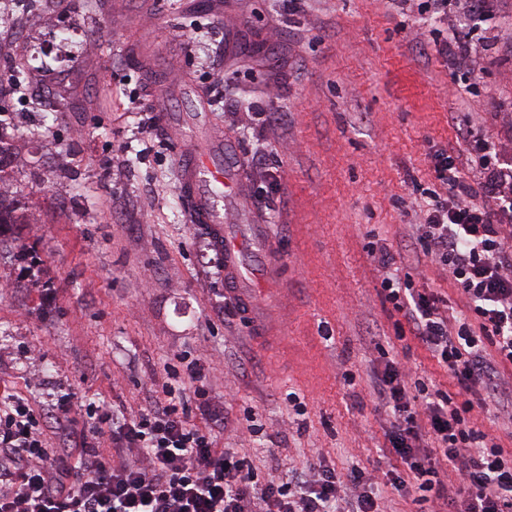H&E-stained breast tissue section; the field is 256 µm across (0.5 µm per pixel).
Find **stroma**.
Masks as SVG:
<instances>
[{
    "label": "stroma",
    "mask_w": 512,
    "mask_h": 512,
    "mask_svg": "<svg viewBox=\"0 0 512 512\" xmlns=\"http://www.w3.org/2000/svg\"><path fill=\"white\" fill-rule=\"evenodd\" d=\"M420 2L304 0L292 13L286 0H42L0 35L11 54L0 79L36 89L16 103L23 123L0 127L25 216L0 245V391L40 406L53 447L68 441L50 399L128 414L185 356L225 417L196 410L190 422L218 447L250 453L261 475L356 466L383 512H416L413 492L390 484L405 468L373 396L375 340L390 343L402 374L454 384L419 340L395 338L367 246L387 244L399 275L460 313L457 284L416 251L401 201L412 181L429 184L435 152L470 174L466 135L512 143V0H495V24L473 33L483 47L473 87L436 53L443 24ZM193 89L240 155L247 196L228 224L271 230L259 336L225 313L224 254L180 192L181 146L214 140L187 123L163 132L147 108L153 98L189 114ZM457 112L472 114L469 132Z\"/></svg>",
    "instance_id": "stroma-1"
}]
</instances>
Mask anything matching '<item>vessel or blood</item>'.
Returning <instances> with one entry per match:
<instances>
[{"instance_id": "obj_1", "label": "vessel or blood", "mask_w": 512, "mask_h": 512, "mask_svg": "<svg viewBox=\"0 0 512 512\" xmlns=\"http://www.w3.org/2000/svg\"><path fill=\"white\" fill-rule=\"evenodd\" d=\"M239 156L231 144H216L211 151L186 148L181 161V190L194 223L208 225L213 241L224 253V286L235 295L244 312H251L250 284L242 273L246 240L231 234L224 224L225 194L239 195Z\"/></svg>"}]
</instances>
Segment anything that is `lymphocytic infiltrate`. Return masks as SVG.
Wrapping results in <instances>:
<instances>
[{
	"label": "lymphocytic infiltrate",
	"mask_w": 512,
	"mask_h": 512,
	"mask_svg": "<svg viewBox=\"0 0 512 512\" xmlns=\"http://www.w3.org/2000/svg\"><path fill=\"white\" fill-rule=\"evenodd\" d=\"M468 22L451 19L436 40L449 70L468 68L476 54L471 24L494 15L490 0H469ZM471 178L446 152H435V188L415 185L430 199L420 211L415 239L425 257L447 268L458 283L466 312L449 325L438 295L412 280L381 281V294L398 313L397 337L414 336L456 380L449 393L427 378L405 382L393 361L375 377L373 394L392 418L391 445L416 486L419 512H512V456L472 420L476 390L505 409L512 391L496 380V368L512 365V162L502 143L475 140ZM57 425L70 430L72 409L92 423L71 448H51L28 399L0 398V512H380L359 468L348 478L334 471L284 478L258 477L249 460L219 448L211 434L192 426L174 385L136 415L115 422L107 406L58 399ZM428 417L436 442L420 453L418 420ZM110 432L113 461L97 436ZM450 464L461 476L445 482Z\"/></svg>",
	"instance_id": "lymphocytic-infiltrate-1"
}]
</instances>
